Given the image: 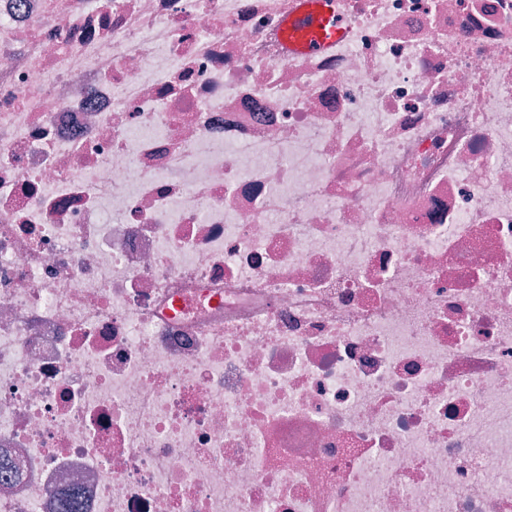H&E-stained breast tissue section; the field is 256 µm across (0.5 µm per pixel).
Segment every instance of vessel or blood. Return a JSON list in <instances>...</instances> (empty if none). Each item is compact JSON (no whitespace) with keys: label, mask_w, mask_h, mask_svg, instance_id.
<instances>
[{"label":"vessel or blood","mask_w":512,"mask_h":512,"mask_svg":"<svg viewBox=\"0 0 512 512\" xmlns=\"http://www.w3.org/2000/svg\"><path fill=\"white\" fill-rule=\"evenodd\" d=\"M337 3L338 0H300L286 23L291 53H317L347 38Z\"/></svg>","instance_id":"1"}]
</instances>
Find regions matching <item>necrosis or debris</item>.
<instances>
[{
    "label": "necrosis or debris",
    "instance_id": "4bbe7bcc",
    "mask_svg": "<svg viewBox=\"0 0 512 512\" xmlns=\"http://www.w3.org/2000/svg\"><path fill=\"white\" fill-rule=\"evenodd\" d=\"M0 0V512H512V0ZM337 3L338 0H301L286 23L291 53H317L347 38Z\"/></svg>",
    "mask_w": 512,
    "mask_h": 512
}]
</instances>
